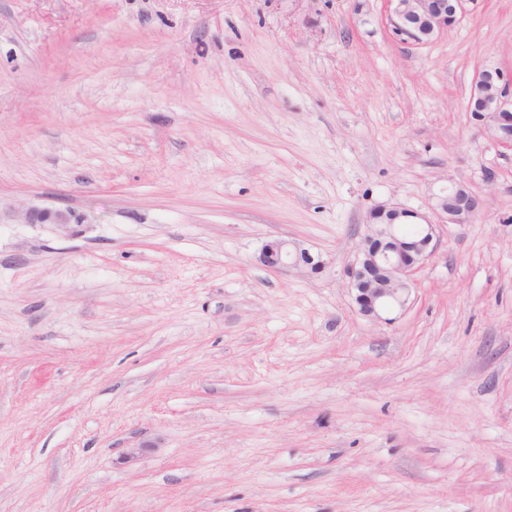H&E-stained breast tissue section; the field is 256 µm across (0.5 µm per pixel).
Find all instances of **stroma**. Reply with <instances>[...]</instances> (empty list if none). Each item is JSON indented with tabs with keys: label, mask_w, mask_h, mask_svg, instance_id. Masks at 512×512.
<instances>
[{
	"label": "stroma",
	"mask_w": 512,
	"mask_h": 512,
	"mask_svg": "<svg viewBox=\"0 0 512 512\" xmlns=\"http://www.w3.org/2000/svg\"><path fill=\"white\" fill-rule=\"evenodd\" d=\"M485 66L512 0L426 45L383 0H0V512H512ZM452 181L480 216L439 226L394 322L361 315L371 212ZM277 236L329 266L266 270ZM74 216L70 211L51 210L38 207H30L22 215V219L27 224H55L58 226H67L74 224Z\"/></svg>",
	"instance_id": "stroma-1"
}]
</instances>
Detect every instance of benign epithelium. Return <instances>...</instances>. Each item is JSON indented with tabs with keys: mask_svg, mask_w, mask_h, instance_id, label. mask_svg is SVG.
<instances>
[{
	"mask_svg": "<svg viewBox=\"0 0 512 512\" xmlns=\"http://www.w3.org/2000/svg\"><path fill=\"white\" fill-rule=\"evenodd\" d=\"M386 20L393 33L416 45L430 43L454 26L466 13L470 0H384ZM470 108L477 122L500 146L512 149V68L481 70L470 94ZM443 222L468 224L480 213L482 201L462 185L451 184L435 195L432 206ZM373 214L385 223L365 225L355 260L347 269L348 286L362 315L390 322L383 314L393 307L405 308L411 297L413 274L439 247L437 224L427 217L398 206L381 205ZM28 224L67 226L73 214L64 210L30 207L22 215ZM418 223L421 233L408 237L403 224ZM259 263L275 271L305 275L323 271L328 262L298 242L283 238L265 241Z\"/></svg>",
	"mask_w": 512,
	"mask_h": 512,
	"instance_id": "1",
	"label": "benign epithelium"
}]
</instances>
